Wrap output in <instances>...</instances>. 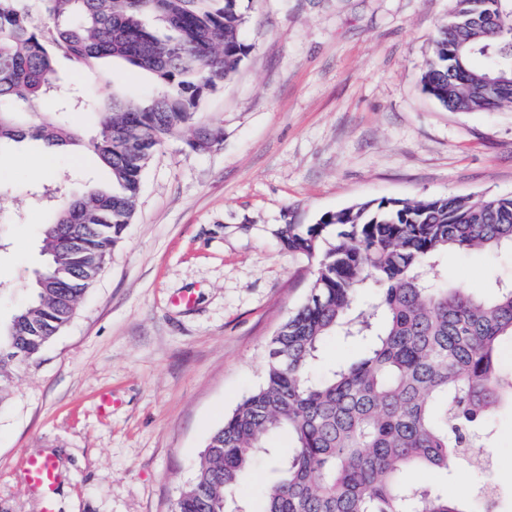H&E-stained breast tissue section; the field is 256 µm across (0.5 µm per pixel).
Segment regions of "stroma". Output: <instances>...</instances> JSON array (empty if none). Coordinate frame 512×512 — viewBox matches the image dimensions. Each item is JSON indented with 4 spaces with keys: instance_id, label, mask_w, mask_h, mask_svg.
Returning <instances> with one entry per match:
<instances>
[{
    "instance_id": "1",
    "label": "stroma",
    "mask_w": 512,
    "mask_h": 512,
    "mask_svg": "<svg viewBox=\"0 0 512 512\" xmlns=\"http://www.w3.org/2000/svg\"><path fill=\"white\" fill-rule=\"evenodd\" d=\"M250 50L196 114L219 145L167 139L142 176L124 238L76 312L0 391V512H41L28 457L59 476L55 512H171L210 434L261 381L271 337L306 298L313 268L279 233L371 199L512 194V110L451 112L421 75L454 0H241ZM65 87L144 102L153 79L100 61ZM41 144L0 162V321L44 265L51 206L37 181L81 193L102 170L84 145ZM485 293L512 258L444 261ZM491 468L415 474L474 512H512V404L492 425ZM490 485L489 505L475 502Z\"/></svg>"
}]
</instances>
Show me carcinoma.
<instances>
[{"instance_id":"1","label":"carcinoma","mask_w":512,"mask_h":512,"mask_svg":"<svg viewBox=\"0 0 512 512\" xmlns=\"http://www.w3.org/2000/svg\"><path fill=\"white\" fill-rule=\"evenodd\" d=\"M0 0V158L11 146L78 142L44 116L57 61L75 69L113 59L158 86L143 105L73 95L55 113H96L87 148L105 181L83 193L42 185L54 207L41 228L44 271L32 294L0 324V388L25 357L40 354L72 319L135 214L142 172L165 140L192 130L210 146L220 128L195 124L207 93L240 67V0ZM424 90L462 112L512 108V0H456L434 40ZM283 245L312 263L306 300L270 341L261 384L209 437L173 512H471L470 502L414 482L420 468H486L488 429L512 371L497 347L512 340V281L483 295L448 283L450 251L512 253V195L369 200L324 214ZM365 345L362 355L317 372L330 338ZM286 432L284 455L268 446ZM273 460L256 511L238 501L257 457Z\"/></svg>"}]
</instances>
